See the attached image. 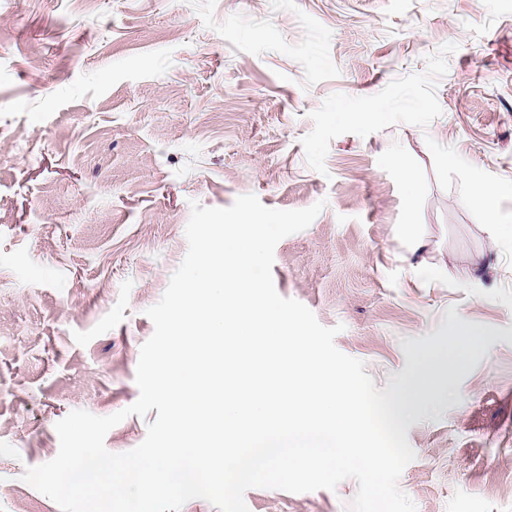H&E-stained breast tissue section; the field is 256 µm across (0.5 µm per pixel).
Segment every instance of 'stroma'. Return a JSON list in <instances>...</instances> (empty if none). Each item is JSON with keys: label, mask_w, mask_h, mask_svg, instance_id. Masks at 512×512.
Returning <instances> with one entry per match:
<instances>
[{"label": "stroma", "mask_w": 512, "mask_h": 512, "mask_svg": "<svg viewBox=\"0 0 512 512\" xmlns=\"http://www.w3.org/2000/svg\"><path fill=\"white\" fill-rule=\"evenodd\" d=\"M248 193L325 201L277 244L274 285L344 324L336 347L377 388L447 308L481 327L407 414L399 486L417 512H512V236L489 230L512 225V0H0V512H60L25 469L71 411L137 400L192 203ZM419 261L439 279L415 281ZM357 490L244 499L345 512Z\"/></svg>", "instance_id": "obj_1"}]
</instances>
